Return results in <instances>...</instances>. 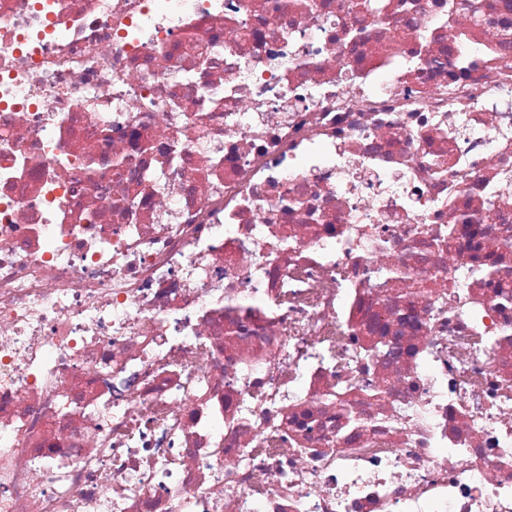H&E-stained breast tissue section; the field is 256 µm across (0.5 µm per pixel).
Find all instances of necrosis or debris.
Masks as SVG:
<instances>
[{
	"label": "necrosis or debris",
	"mask_w": 512,
	"mask_h": 512,
	"mask_svg": "<svg viewBox=\"0 0 512 512\" xmlns=\"http://www.w3.org/2000/svg\"><path fill=\"white\" fill-rule=\"evenodd\" d=\"M0 512H512V0H0Z\"/></svg>",
	"instance_id": "4bbe7bcc"
}]
</instances>
